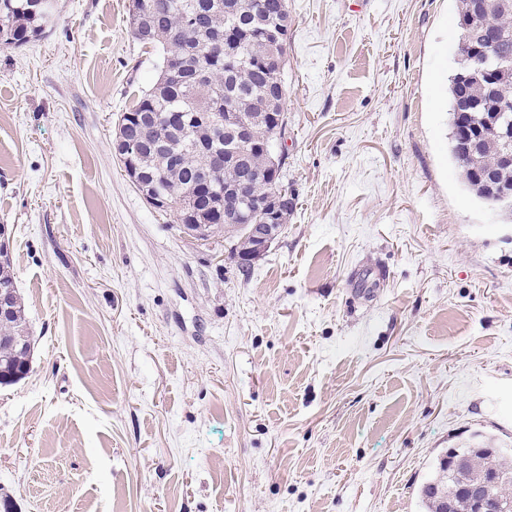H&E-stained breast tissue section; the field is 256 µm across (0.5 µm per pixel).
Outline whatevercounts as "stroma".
Returning <instances> with one entry per match:
<instances>
[{
    "mask_svg": "<svg viewBox=\"0 0 512 512\" xmlns=\"http://www.w3.org/2000/svg\"><path fill=\"white\" fill-rule=\"evenodd\" d=\"M296 206L249 273L112 152L159 74L131 0L0 47V224L34 340L0 386L14 512H423L474 432L512 442V221L448 155L455 0H287Z\"/></svg>",
    "mask_w": 512,
    "mask_h": 512,
    "instance_id": "stroma-1",
    "label": "stroma"
}]
</instances>
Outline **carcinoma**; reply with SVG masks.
I'll list each match as a JSON object with an SVG mask.
<instances>
[{
    "instance_id": "1",
    "label": "carcinoma",
    "mask_w": 512,
    "mask_h": 512,
    "mask_svg": "<svg viewBox=\"0 0 512 512\" xmlns=\"http://www.w3.org/2000/svg\"><path fill=\"white\" fill-rule=\"evenodd\" d=\"M39 0H0V46H21L45 33L49 21ZM287 0H132L130 24L134 37L159 49L160 74L124 112L118 135L128 140L140 166L156 176L154 196L165 201L162 211L173 218L181 233L201 246L231 243L237 254L245 247L249 225L263 217L251 214L233 229H224V184L242 180L249 168L267 164L262 150L251 152L248 163L228 160L209 187H202L199 171L212 154L231 155L235 132L224 128V113L244 112L250 119L249 139L264 145L276 137L271 126L274 112L286 119L285 86L279 84L284 48L275 45L281 10ZM491 30L512 34V12L491 9ZM457 43L456 67L448 85V151L461 183L477 200L489 203L478 174L494 176L500 189L512 194V166L501 163V153L512 142L496 135L479 134L486 119L496 115L497 125H512V37L486 56ZM150 112L147 140L134 129L133 117ZM475 136L473 157L465 162L455 152L458 136ZM12 292L14 309L0 318V384H13L30 372L31 348L26 342V313L9 257L0 262V289ZM495 474V492L512 503V451L495 445L480 433L464 448H450L438 459L421 485L419 497L427 512H473L464 486Z\"/></svg>"
}]
</instances>
